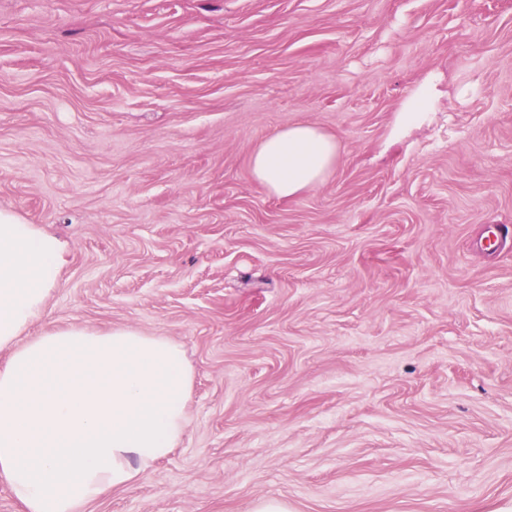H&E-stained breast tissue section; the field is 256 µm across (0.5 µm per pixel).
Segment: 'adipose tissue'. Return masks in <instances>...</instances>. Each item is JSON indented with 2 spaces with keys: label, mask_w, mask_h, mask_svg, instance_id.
<instances>
[{
  "label": "adipose tissue",
  "mask_w": 512,
  "mask_h": 512,
  "mask_svg": "<svg viewBox=\"0 0 512 512\" xmlns=\"http://www.w3.org/2000/svg\"><path fill=\"white\" fill-rule=\"evenodd\" d=\"M339 144L297 123L251 153L254 181L292 198L336 170ZM60 241L0 210V478L25 512H84L137 482L188 427L192 373L180 345L135 329L73 325L26 338L46 313Z\"/></svg>",
  "instance_id": "obj_1"
}]
</instances>
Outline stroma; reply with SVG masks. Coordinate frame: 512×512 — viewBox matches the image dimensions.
<instances>
[{"mask_svg": "<svg viewBox=\"0 0 512 512\" xmlns=\"http://www.w3.org/2000/svg\"><path fill=\"white\" fill-rule=\"evenodd\" d=\"M299 122L336 171L280 199ZM0 209L66 249L35 332L193 373L86 512H512V0H0ZM339 143L313 124L297 123L262 139L251 153L253 180L286 199L311 190L335 171Z\"/></svg>", "mask_w": 512, "mask_h": 512, "instance_id": "obj_1", "label": "stroma"}]
</instances>
